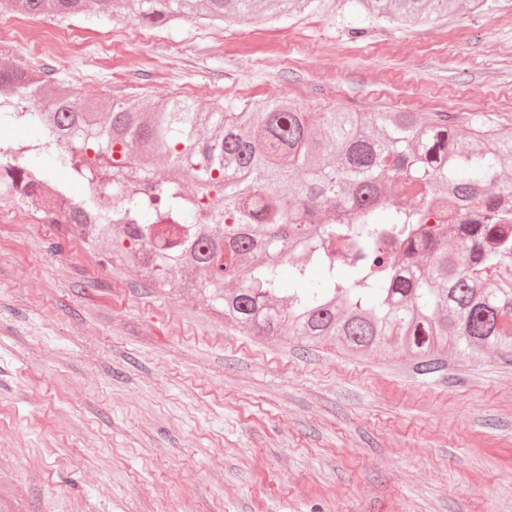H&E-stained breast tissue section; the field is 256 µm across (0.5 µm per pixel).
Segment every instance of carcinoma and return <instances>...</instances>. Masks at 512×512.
<instances>
[{"label":"carcinoma","mask_w":512,"mask_h":512,"mask_svg":"<svg viewBox=\"0 0 512 512\" xmlns=\"http://www.w3.org/2000/svg\"><path fill=\"white\" fill-rule=\"evenodd\" d=\"M304 0H0L50 19L119 13L144 26L286 19ZM398 25L464 15L484 0H353ZM0 173L70 197L54 151L110 224L75 236L153 287L210 299L254 336L329 338L359 357L387 344L421 374L453 349L512 364V128L461 135L440 112L317 118L281 99L226 112L185 98L76 99L0 51ZM233 281L237 287L224 288Z\"/></svg>","instance_id":"carcinoma-1"}]
</instances>
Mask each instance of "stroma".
<instances>
[{"label": "stroma", "mask_w": 512, "mask_h": 512, "mask_svg": "<svg viewBox=\"0 0 512 512\" xmlns=\"http://www.w3.org/2000/svg\"><path fill=\"white\" fill-rule=\"evenodd\" d=\"M61 22L72 95L311 113L445 112L512 127V0L411 28L320 0L288 21H185L92 45ZM364 27L356 37L352 28ZM0 505L6 512H512V365L244 335L205 296L151 288L58 225L0 223Z\"/></svg>", "instance_id": "1"}]
</instances>
